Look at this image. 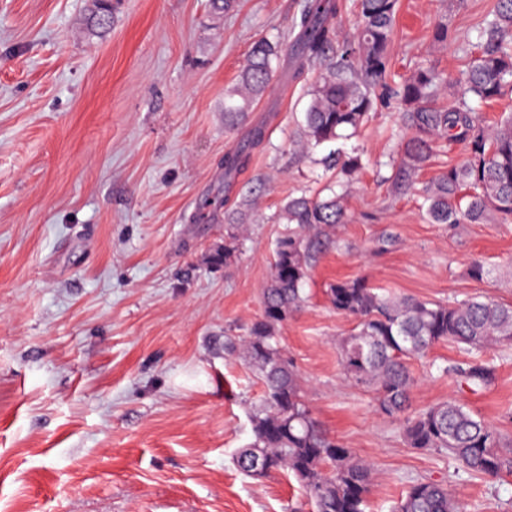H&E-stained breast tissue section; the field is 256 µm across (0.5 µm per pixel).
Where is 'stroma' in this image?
<instances>
[{
	"label": "stroma",
	"instance_id": "stroma-1",
	"mask_svg": "<svg viewBox=\"0 0 512 512\" xmlns=\"http://www.w3.org/2000/svg\"><path fill=\"white\" fill-rule=\"evenodd\" d=\"M305 0H112L107 28L92 0H0V512H314L300 484L241 474L263 387L224 339L262 313L291 196L331 184L321 163L362 154L348 221L313 243L306 305L278 330L330 437L373 468L368 512H391L411 481L446 482L466 512H512V475L476 478L444 454L407 447L398 420L351 387L336 338L352 319L329 284L365 278L396 295L512 304V224H433L389 178L400 122L379 107L356 137L299 146L306 91L282 52L246 120L224 127V91L254 40L291 41ZM495 0H400L392 43L403 74L420 61L444 73L448 104L465 84L460 53ZM447 22V48L429 50ZM264 127L246 170L224 179V155ZM250 201L235 263L224 209ZM480 262L488 277L473 279ZM454 343L410 362L412 408L455 398L512 439V345L486 351L496 381L473 393L444 366L469 360ZM235 214H239L238 209L228 211L227 210V220L229 221L228 227H226V233L224 237V252L217 251L212 255V264L215 266H221L224 264V267L228 266L234 260L236 256V251L238 248V234L235 232L237 225L232 224L235 220Z\"/></svg>",
	"mask_w": 512,
	"mask_h": 512
}]
</instances>
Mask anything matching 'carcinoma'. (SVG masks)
Masks as SVG:
<instances>
[{
    "label": "carcinoma",
    "mask_w": 512,
    "mask_h": 512,
    "mask_svg": "<svg viewBox=\"0 0 512 512\" xmlns=\"http://www.w3.org/2000/svg\"><path fill=\"white\" fill-rule=\"evenodd\" d=\"M338 8L335 0H306L296 23L299 33L291 51L300 68L320 67L306 93L302 141L317 147L353 135L377 104L387 101L399 109L407 130L392 178L396 192L416 189L418 173L438 144L463 142L469 147L467 159L416 189L427 217L434 224L511 222L512 113L486 124L465 100L439 104L447 79L430 65L396 74L390 45L397 0H357L358 27L342 42L336 41L331 27ZM450 37L448 23L438 21L431 27L429 47L445 46ZM283 47V42L267 38L253 42L238 81L224 91L225 127L238 125L264 94L272 61ZM462 76L481 105L512 92V0H495L479 39L465 48ZM264 141L265 131L253 129L242 146L224 157L225 177L242 173L251 151ZM328 165L336 169L341 191L332 189L316 198L290 197L283 203L278 221L291 228L277 241L270 281L262 293V314L248 335L224 337V354L240 358L264 387L263 403L251 416L252 439L237 450L234 463L250 477L273 472L293 476L315 512H365L372 485L369 466L313 417L298 373L277 338L279 327L305 303L312 238L345 223V196L364 162L360 154L339 153ZM237 213L227 212L224 250L212 255L215 266H227L236 256ZM327 296L337 312L356 320L338 340L346 379L374 392L378 410L402 423L408 447L446 454L472 476L512 474V446L465 404L448 400L409 413L416 379L407 366L408 360L425 356L441 342L478 350L512 345L511 304L483 296L448 304L395 296L377 292L363 279L338 281L327 288ZM439 372L455 376L473 393L496 379L494 367L482 360L442 367ZM392 512H463V505L447 484L418 479Z\"/></svg>",
    "instance_id": "carcinoma-1"
}]
</instances>
